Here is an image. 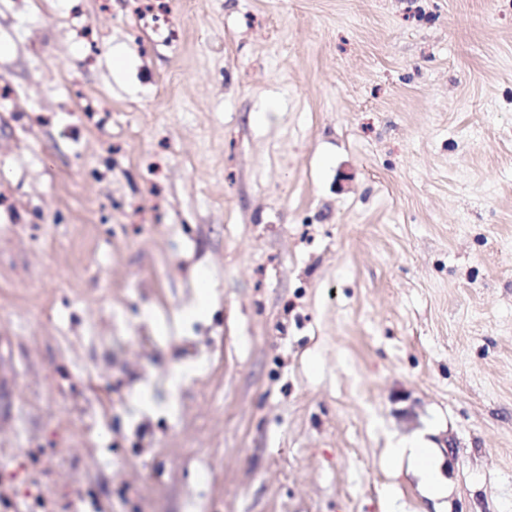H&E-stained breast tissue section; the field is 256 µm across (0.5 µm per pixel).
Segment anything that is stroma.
Here are the masks:
<instances>
[{
	"label": "stroma",
	"instance_id": "1",
	"mask_svg": "<svg viewBox=\"0 0 512 512\" xmlns=\"http://www.w3.org/2000/svg\"><path fill=\"white\" fill-rule=\"evenodd\" d=\"M1 488L512 512V0H0ZM432 448L428 441L419 439L409 447L389 448V455L394 461L407 458L421 476L427 492L433 497L444 498L448 496V485L446 486L439 476Z\"/></svg>",
	"mask_w": 512,
	"mask_h": 512
}]
</instances>
